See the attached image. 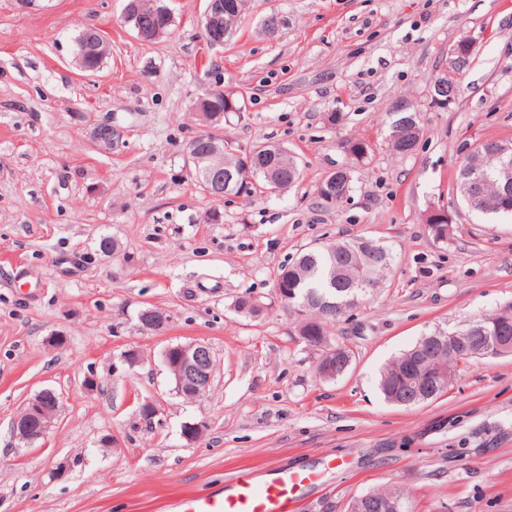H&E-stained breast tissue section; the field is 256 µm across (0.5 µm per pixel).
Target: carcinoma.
Segmentation results:
<instances>
[{"instance_id":"cac0c4a2","label":"carcinoma","mask_w":512,"mask_h":512,"mask_svg":"<svg viewBox=\"0 0 512 512\" xmlns=\"http://www.w3.org/2000/svg\"><path fill=\"white\" fill-rule=\"evenodd\" d=\"M399 117L391 124L386 136L388 147L396 154L412 153L422 131L415 112L396 110ZM503 142L486 140L477 144L467 162L460 168L457 179V192L471 210L481 214L512 217V205L503 208L498 202L501 183L497 177V167ZM255 159L251 170L254 179L248 188L240 190L237 182L244 181L240 170L239 156L224 153V195L252 196L262 188L270 193L280 191L296 183L302 174L297 158L277 144L258 145L250 150ZM350 171L342 167L336 173L332 190H327L326 181L318 187L319 196L326 194L341 200L352 191ZM393 261L392 252L382 243L368 237L333 243L311 248L302 253L294 262L282 268L276 281V289L283 296L295 293L294 302L303 312L304 319L299 328V336H306L305 344L321 351L317 369L323 372L334 350L352 356V350L333 338L331 328L335 326L342 312L354 306L360 299L378 288L386 271ZM236 311L249 317L263 314L264 307L252 296H241L236 300ZM507 329L512 336V306L487 317L474 320L465 329L483 328L494 331L496 327ZM430 336L446 338L450 332L436 329L422 335L409 349L392 358L381 370L378 390L383 399L395 404L401 398L402 380L409 379L410 371L421 374L425 366L418 364L416 356L425 339ZM482 348L472 344L470 355L463 358L454 348L444 347L430 357V363L448 369V383H453L458 361L468 362L476 358ZM371 499L383 503L391 502L395 508L390 512H409L406 498L397 491H372Z\"/></svg>"}]
</instances>
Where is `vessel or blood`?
<instances>
[{"label": "vessel or blood", "mask_w": 512, "mask_h": 512, "mask_svg": "<svg viewBox=\"0 0 512 512\" xmlns=\"http://www.w3.org/2000/svg\"><path fill=\"white\" fill-rule=\"evenodd\" d=\"M319 481L313 470H279L265 480L233 478L230 490L189 495L176 501L178 512H288L301 492Z\"/></svg>", "instance_id": "vessel-or-blood-1"}]
</instances>
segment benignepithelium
<instances>
[{
	"label": "benign epithelium",
	"instance_id": "1",
	"mask_svg": "<svg viewBox=\"0 0 512 512\" xmlns=\"http://www.w3.org/2000/svg\"><path fill=\"white\" fill-rule=\"evenodd\" d=\"M245 6V0H208L204 13L203 33L207 45L211 48H222L226 44L228 33L224 32V18L240 14ZM141 9L137 3L129 4L123 18L138 39L149 43L158 39L162 34V26L146 25L139 19ZM86 50L93 52L104 60L108 54L107 44L93 32H86ZM220 87L214 86L201 95L196 104L197 115L210 121H217L224 113L233 109L232 103L218 105L212 101ZM187 153L194 166L197 176L203 178L213 197L221 199L224 195V145L216 139H211L210 152L201 156L196 147L188 145ZM512 349V336H492L487 339V356H501ZM163 365L173 378L175 390L187 399L200 396L211 381L215 364L208 345L202 342L168 347L163 353ZM444 372L438 368L427 377L409 383L405 393L406 403L428 401L444 390L442 382ZM59 397L51 390H43L30 400L24 410L13 423V431L21 442L32 445L46 434L51 420L59 410Z\"/></svg>",
	"mask_w": 512,
	"mask_h": 512
}]
</instances>
